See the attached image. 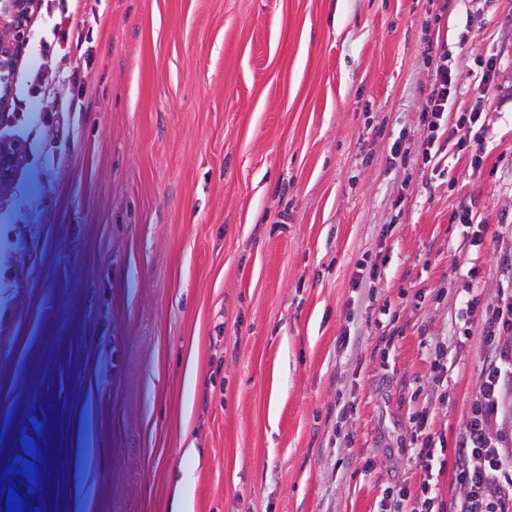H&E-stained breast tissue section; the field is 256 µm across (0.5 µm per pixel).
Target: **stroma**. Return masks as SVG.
I'll return each mask as SVG.
<instances>
[{"mask_svg":"<svg viewBox=\"0 0 512 512\" xmlns=\"http://www.w3.org/2000/svg\"><path fill=\"white\" fill-rule=\"evenodd\" d=\"M47 2L0 127V487L31 461L48 512L54 410L63 512H394L426 481L455 512L490 357L461 309L512 261V0ZM61 19L81 47L46 53ZM444 52L480 138L427 163ZM25 158L26 147L21 141L0 137V193L12 185Z\"/></svg>","mask_w":512,"mask_h":512,"instance_id":"1","label":"stroma"}]
</instances>
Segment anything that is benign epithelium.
Wrapping results in <instances>:
<instances>
[{
  "mask_svg": "<svg viewBox=\"0 0 512 512\" xmlns=\"http://www.w3.org/2000/svg\"><path fill=\"white\" fill-rule=\"evenodd\" d=\"M37 0H0V125L8 119L13 79L28 42ZM26 158L25 145L0 137V193L8 189Z\"/></svg>",
  "mask_w": 512,
  "mask_h": 512,
  "instance_id": "obj_1",
  "label": "benign epithelium"
}]
</instances>
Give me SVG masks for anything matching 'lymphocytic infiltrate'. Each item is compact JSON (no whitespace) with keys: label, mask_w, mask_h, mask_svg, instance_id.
Wrapping results in <instances>:
<instances>
[{"label":"lymphocytic infiltrate","mask_w":512,"mask_h":512,"mask_svg":"<svg viewBox=\"0 0 512 512\" xmlns=\"http://www.w3.org/2000/svg\"><path fill=\"white\" fill-rule=\"evenodd\" d=\"M454 94L453 69L448 61H441L437 82L422 114L418 150L424 159H431L444 136L465 144L479 123L476 112L460 114L453 123H445L444 115L451 109ZM511 331L512 292H506L484 314V341L494 350L495 359L482 371V397L454 446V481L465 492L460 512H512V458L501 451L499 440L491 434L503 413L502 394L512 388V353L498 347L500 336Z\"/></svg>","instance_id":"f902f5d3"}]
</instances>
